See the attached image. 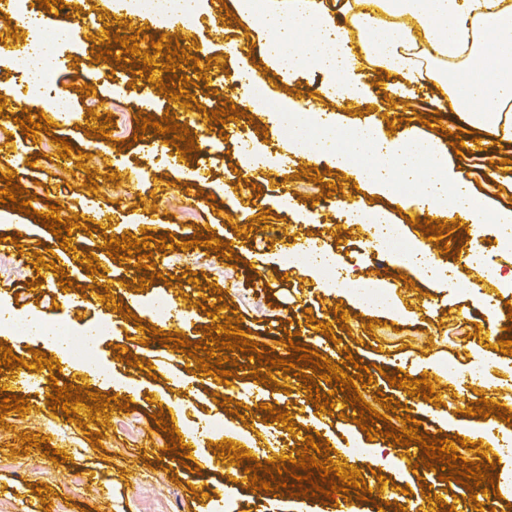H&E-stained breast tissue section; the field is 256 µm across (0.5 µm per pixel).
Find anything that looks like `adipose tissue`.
<instances>
[{"instance_id": "adipose-tissue-1", "label": "adipose tissue", "mask_w": 512, "mask_h": 512, "mask_svg": "<svg viewBox=\"0 0 512 512\" xmlns=\"http://www.w3.org/2000/svg\"><path fill=\"white\" fill-rule=\"evenodd\" d=\"M235 3L268 31V51L284 69L313 66L336 78L325 98L371 97L375 89L360 71L392 74L428 83L490 143H512V0H336L332 12L320 0H288L284 13L258 0ZM350 38L359 52L344 50ZM336 163L357 182L396 193L402 208L451 222L512 224V208L490 215L477 206L426 138L389 140L375 126H360L343 134Z\"/></svg>"}]
</instances>
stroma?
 Listing matches in <instances>:
<instances>
[{"mask_svg": "<svg viewBox=\"0 0 512 512\" xmlns=\"http://www.w3.org/2000/svg\"><path fill=\"white\" fill-rule=\"evenodd\" d=\"M231 4L232 0H201L192 26L178 24L162 31L153 25L138 41L147 52L153 37L163 35L209 53L212 67L205 77H198L191 66L181 69L195 96L188 116L198 118L203 109L240 112L238 120L224 124L201 120L198 149L188 158L168 152L153 131H146L143 139L135 137L137 118H164L167 95L131 68L116 67L111 60L96 61L91 51L105 41L104 25L117 27L123 36L135 35L134 27L122 24L130 12L129 0H112L106 20L89 7L88 0H71V17L59 20L61 30L76 31L77 36L64 40L58 51L50 98L67 101L77 118L59 124L53 135L41 131L33 140L24 136L19 118L27 110L38 113L40 107L28 99L24 65L12 56L0 67V190L5 187L3 175L10 173L25 189L41 183L33 209L45 213L50 205L63 202L71 215L101 212V228L132 224L135 238L168 235L174 244L169 252L156 255L159 276L143 287L139 284L143 272L134 260H112L101 248L98 232L72 229L71 241L96 255L102 273L95 276L68 268L76 288L55 305L49 299V285H36L34 265L40 257L51 260L60 249L59 239L37 219L0 203V255L16 261L14 269L0 272V312L18 313L33 323L64 319L83 332L98 320H109L111 335L97 341L100 367L94 372L93 388L130 401L128 409H112L82 427L49 409L46 371L29 373L23 387L28 412L12 411L0 418V504L8 512H336L333 501L323 496L306 499L286 488L259 491L247 479H234L222 469L185 468L178 455L163 452L160 440L165 433L154 420L160 407L174 403L180 409L176 427L181 434L197 437L195 451L201 457L214 455L221 441L258 457L272 451L278 440L292 441L294 432L321 434L327 446L336 449L337 459L352 458L353 470L361 472L373 491L368 500L359 502L358 512H395L396 505L405 504L408 495L421 494L426 484L442 502L454 505L455 512H474L468 490L453 481H440L438 470L391 465L395 442L385 432L398 416L415 418L425 435L439 439L447 434L463 439L484 428L495 440L485 457L497 465L495 487L502 494L493 506L495 512H512V472L500 466L502 459H512V421L494 413L484 418L466 412L482 397L512 410V356L501 353L499 344L483 340L491 329L504 328L512 310V249L500 245L505 225L484 224L475 234L445 230L442 240L450 247L445 275L395 262L378 249L372 229L349 221L350 200H366L373 209L387 213L407 240L426 243L424 229L406 218L394 195L371 183L344 184L335 153H326L315 165L302 153H288L280 112L287 103L308 118L328 111L334 113L338 126L351 129L380 124L384 114L397 111L401 120L389 130V137L414 134L446 149L449 170L490 214L512 206V146L500 145L509 161L495 166L485 152L467 147L459 153L449 150L448 133L463 136L470 126L450 110L439 109L427 84L407 89L395 78L383 79L368 111L361 114L350 111L347 102L324 99L321 89L328 82L327 73L315 67L278 69L267 55L268 34L254 18L237 13L221 17L220 6ZM229 73L234 76L230 82L225 79ZM253 76L266 86L264 98L252 95ZM86 84L93 85L92 94L81 93ZM111 96L126 104L129 121L124 134L105 139L88 134L81 114L90 110L98 119L109 117L107 107L93 110L89 103ZM429 116L439 118V127H428ZM61 138L87 155L83 169L67 182L53 177ZM17 148L35 156V164L10 162L8 156ZM316 170L322 173L317 182L309 178ZM91 172L100 178L114 176L111 194L86 189ZM326 182L337 186L338 194H322ZM161 183L171 194L184 190L197 196L201 220L188 222L158 200L156 187ZM200 233H213L231 243L234 259L197 244ZM190 240L194 248L183 249V242ZM476 248L486 251L490 264L474 262ZM287 251L333 255L338 274L381 283L387 305L369 308L346 289L325 287L316 264L282 263L281 255ZM195 272L200 279L194 285L190 277ZM170 275L175 278L171 284L166 281ZM468 282L475 288L466 293L462 287ZM116 283L121 290L114 293V301L129 306L130 315L111 310V303L101 299L105 288ZM159 294L178 303L182 312L181 318L168 322L167 333H183L192 342L202 339L209 318L199 301L219 298L227 310L241 315L246 339L265 347L269 356L290 358L287 337L296 332L307 349L332 359L347 374H354L356 358L363 365H376L362 397L369 401L380 392L399 401L401 408L376 421L380 434L371 441L352 421L358 407L346 405L344 394L334 393L329 384H321L320 390L331 397L330 415L315 408L294 374L276 368L273 384L259 383L253 376L257 360L238 350L229 357L239 364V371L228 383H221L191 364L186 354L165 347L153 336L154 321L146 304ZM339 306L345 311L340 323L334 316ZM310 314L331 323L332 337L307 325ZM136 317L143 328L134 332L130 324ZM121 346L138 357V365L118 357ZM389 372L429 378L438 394L436 402L390 386L385 379ZM221 393L241 402L239 413L216 403ZM271 407L290 413L293 430L268 420ZM215 417L223 419V432L201 434L204 423ZM94 432L103 435L97 447L89 442ZM26 435L44 438L51 449H65V462L52 461L36 448L23 453ZM42 484L49 487L46 505L37 493Z\"/></svg>", "mask_w": 512, "mask_h": 512, "instance_id": "35a3bbf8", "label": "stroma"}]
</instances>
